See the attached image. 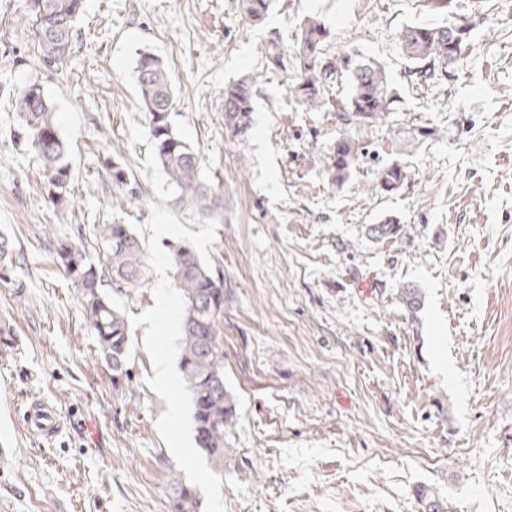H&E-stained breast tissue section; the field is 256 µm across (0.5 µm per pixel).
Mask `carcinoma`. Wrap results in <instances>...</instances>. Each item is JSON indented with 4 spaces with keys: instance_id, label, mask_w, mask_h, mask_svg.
I'll use <instances>...</instances> for the list:
<instances>
[{
    "instance_id": "cac0c4a2",
    "label": "carcinoma",
    "mask_w": 512,
    "mask_h": 512,
    "mask_svg": "<svg viewBox=\"0 0 512 512\" xmlns=\"http://www.w3.org/2000/svg\"><path fill=\"white\" fill-rule=\"evenodd\" d=\"M74 2L24 0V17L32 27L40 59L48 67L62 68L70 57L80 16L73 9ZM271 4L272 0H241V9L249 21L260 23ZM326 38V27L319 19H304L292 54L289 90L308 112L329 109L338 114L344 129L334 143L328 177L332 183L342 185L352 175L362 150L348 130L365 127L393 111L396 97L390 78L381 67L351 57L329 60ZM454 38L460 40L461 46H467L468 27L408 25L402 29L401 45L413 65V83L428 85L447 74L448 67L461 57V51L453 48ZM265 55L268 65H284L286 51L278 37L269 38ZM135 73L155 161L172 189V205L208 219L223 217L224 187L204 177L200 152L172 122L175 91L168 67L159 57L143 51L137 58ZM343 79L349 84V92L336 101L333 89ZM254 96V85L247 78L224 87V126L233 134H243L249 128ZM14 111V137L35 153L48 200L57 208L68 207L72 202L71 165L55 112L40 86L30 84L22 90L14 101ZM109 173L118 191L131 200L139 199L140 188L118 160H112ZM406 178V167L395 162L379 171L377 187L389 193L399 189ZM93 231L103 247L99 263L90 261L84 246L68 240H56L55 255L75 285L96 351L112 371V384L117 386L130 378L128 323L106 286L114 280L130 288L139 286L146 253L128 224H99L93 226ZM401 231V225L392 218L366 229L367 236L375 242L395 239ZM168 248L181 299L179 370L191 400L194 440L211 468L222 474L230 451L226 430L232 425L235 411L224 386V282L213 275L190 245L171 242ZM13 256L8 237L1 234V281L7 280V271L16 266ZM399 298L412 314L421 307V290L415 285L401 288ZM170 492L171 512H201L197 489L177 475L170 481ZM416 496L423 512H444L443 502L428 489L417 490Z\"/></svg>"
}]
</instances>
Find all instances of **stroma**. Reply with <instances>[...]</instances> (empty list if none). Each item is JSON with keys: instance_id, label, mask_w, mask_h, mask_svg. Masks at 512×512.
Returning a JSON list of instances; mask_svg holds the SVG:
<instances>
[{"instance_id": "35a3bbf8", "label": "stroma", "mask_w": 512, "mask_h": 512, "mask_svg": "<svg viewBox=\"0 0 512 512\" xmlns=\"http://www.w3.org/2000/svg\"><path fill=\"white\" fill-rule=\"evenodd\" d=\"M23 0H0V233L17 266L0 284V512H171L168 480L196 486L202 512H422L425 487L448 512H512V0H274L263 25L239 0H85L64 73L39 59ZM331 57L385 68L392 112L354 129L366 152L328 180L336 113L308 112L264 45L306 17ZM471 25L440 82L413 87L403 27ZM169 67L173 122L224 187V220L181 212L154 162L135 63ZM247 77L249 130L224 127V87ZM37 83L69 149L73 204L45 199L34 152L16 145L8 105ZM121 157L128 204L108 177ZM408 178L377 186L391 162ZM392 218L400 237L365 227ZM94 224H128L146 270L113 286L129 324L131 379L112 384L49 232L102 252ZM166 235L154 236L156 225ZM189 243L224 280V384L236 405L216 474L194 441L178 369L180 298L168 243ZM423 290L414 314L399 301ZM55 407L51 440L25 423ZM180 408L172 419V408Z\"/></svg>"}]
</instances>
